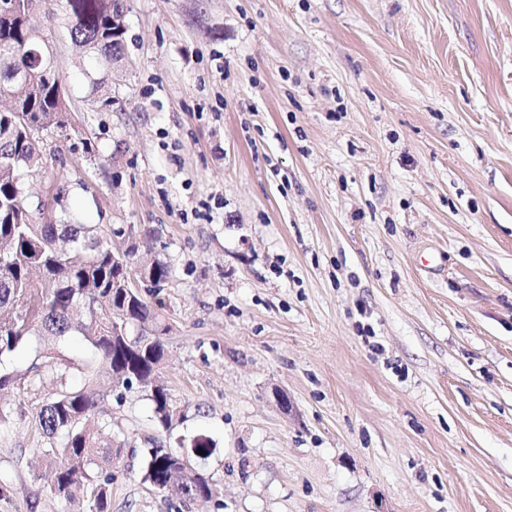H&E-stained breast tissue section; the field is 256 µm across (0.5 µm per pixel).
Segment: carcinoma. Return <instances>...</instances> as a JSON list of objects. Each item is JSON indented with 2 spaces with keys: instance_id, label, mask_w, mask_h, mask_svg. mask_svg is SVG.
Listing matches in <instances>:
<instances>
[{
  "instance_id": "1",
  "label": "carcinoma",
  "mask_w": 512,
  "mask_h": 512,
  "mask_svg": "<svg viewBox=\"0 0 512 512\" xmlns=\"http://www.w3.org/2000/svg\"><path fill=\"white\" fill-rule=\"evenodd\" d=\"M70 35L79 45L108 57L123 51L124 34L112 33L113 0H74ZM39 24L21 17L0 19V94L12 91L16 60L39 71L36 51ZM56 90L44 77L33 81L19 112H0V389L13 381L6 362L27 346L32 336H79L92 349L99 367L83 382L64 383L69 364L48 357L33 364L30 385L48 377L62 380L52 397L36 404V418L47 446L40 457L49 466L63 455L67 465L53 472L51 490L67 502L81 491L91 500L90 512H109L112 473L107 468L122 445L103 443L112 430L101 404L112 390L135 387L149 393L153 418L163 430L184 417L168 389L156 383L163 363L169 326L158 294L146 298L126 288L139 275L137 263L115 259L109 242L93 224L51 219L33 224L19 219L22 173L42 164L36 133L63 125L56 112ZM151 279L167 281L171 268L155 259L147 265ZM126 326V335L112 328ZM189 467L178 464L182 451L154 441L141 449V479L176 501L177 512L214 499L211 477L197 463L210 455L207 438L196 441Z\"/></svg>"
}]
</instances>
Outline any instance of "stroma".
Segmentation results:
<instances>
[{
    "label": "stroma",
    "instance_id": "1",
    "mask_svg": "<svg viewBox=\"0 0 512 512\" xmlns=\"http://www.w3.org/2000/svg\"><path fill=\"white\" fill-rule=\"evenodd\" d=\"M114 63L41 0L65 129L23 204L153 232L170 264L159 381L102 405L109 512H176L146 439L205 435L193 512H512V0H124ZM0 392V512L55 497L31 393ZM223 510H216V503Z\"/></svg>",
    "mask_w": 512,
    "mask_h": 512
}]
</instances>
